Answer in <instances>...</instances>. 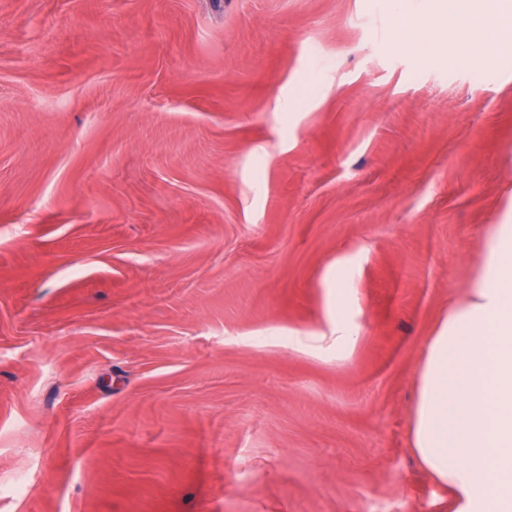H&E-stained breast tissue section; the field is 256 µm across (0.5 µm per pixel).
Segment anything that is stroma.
<instances>
[{
  "mask_svg": "<svg viewBox=\"0 0 512 512\" xmlns=\"http://www.w3.org/2000/svg\"><path fill=\"white\" fill-rule=\"evenodd\" d=\"M401 7L0 0V512H446L411 415L512 224V53Z\"/></svg>",
  "mask_w": 512,
  "mask_h": 512,
  "instance_id": "1",
  "label": "stroma"
}]
</instances>
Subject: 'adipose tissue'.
Masks as SVG:
<instances>
[{
  "mask_svg": "<svg viewBox=\"0 0 512 512\" xmlns=\"http://www.w3.org/2000/svg\"><path fill=\"white\" fill-rule=\"evenodd\" d=\"M435 27L397 15L392 49L418 58L457 32L468 60L490 67L512 48V0H430ZM414 454L454 498L452 512H512V224L486 236L485 260L431 337L411 422Z\"/></svg>",
  "mask_w": 512,
  "mask_h": 512,
  "instance_id": "adipose-tissue-1",
  "label": "adipose tissue"
}]
</instances>
